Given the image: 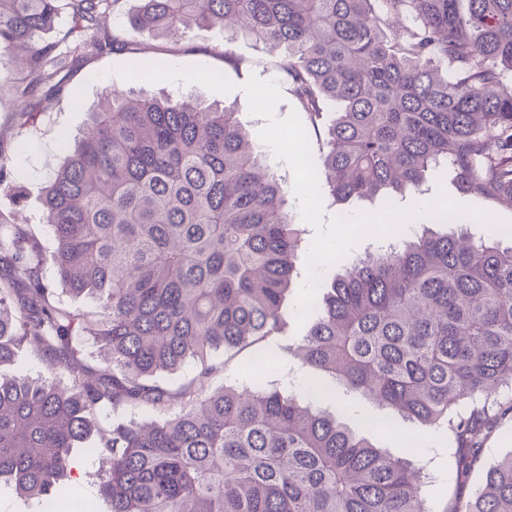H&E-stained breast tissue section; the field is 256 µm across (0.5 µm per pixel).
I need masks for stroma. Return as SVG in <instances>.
<instances>
[{
    "mask_svg": "<svg viewBox=\"0 0 512 512\" xmlns=\"http://www.w3.org/2000/svg\"><path fill=\"white\" fill-rule=\"evenodd\" d=\"M139 46L150 48L151 58L165 61L163 70L135 74L126 52L111 51L84 59L63 73L62 92L42 105L34 124L24 139H16L14 125L23 104L8 89L0 90V146L13 154L15 163L13 183L26 195L24 208H17L12 196L0 191V213L10 215L22 212L29 221L35 222V232L44 251H51L52 237L46 225L37 221L41 213L42 188L50 171L63 156L61 135H76L86 124L89 112L106 90L111 88H142L149 92L177 93L199 92L210 102L236 106L249 123L251 135H258L261 126L254 123L248 109L244 83L250 76L270 79L276 70V59L266 54L254 42L241 39L234 43L236 55L249 60L246 68L237 69L226 65L221 55L222 47L214 34H189L181 40L180 52L169 55L165 49L167 40L149 31L136 33ZM427 193L407 192L400 199V206L424 202L426 196L445 190L457 203L485 209L501 219L512 221V207L490 200L459 193L452 184H439L436 174H429ZM315 371L302 366L291 356H283L270 371L268 380L281 391L296 395L302 403L311 400L307 392ZM322 408L338 414L354 430H361L363 419L380 416V409L361 394L336 390L333 399L322 401ZM421 453L419 460L430 473L432 482L425 495L428 512H444L455 495L472 494L482 480L481 472H474L465 487L456 484L453 451L454 444L447 434L434 430H416ZM99 436H92L87 445L78 446L72 452L73 469L67 476L72 484L75 500L95 501V512H109L106 500L100 499L98 478L110 469V455L100 449Z\"/></svg>",
    "mask_w": 512,
    "mask_h": 512,
    "instance_id": "obj_1",
    "label": "stroma"
}]
</instances>
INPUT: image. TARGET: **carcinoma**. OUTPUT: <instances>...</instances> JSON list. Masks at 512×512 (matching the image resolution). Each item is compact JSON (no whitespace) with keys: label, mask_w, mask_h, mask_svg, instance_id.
I'll return each instance as SVG.
<instances>
[{"label":"carcinoma","mask_w":512,"mask_h":512,"mask_svg":"<svg viewBox=\"0 0 512 512\" xmlns=\"http://www.w3.org/2000/svg\"><path fill=\"white\" fill-rule=\"evenodd\" d=\"M120 0H0V50L23 55L0 83L32 101L128 34L102 37ZM127 23L162 37L218 31L224 62L251 39L319 130L320 189L346 202L417 190L444 169L458 191L512 202V0H140ZM333 123L324 125L329 107ZM46 181L55 278L28 224L0 217V366L29 345L49 376L0 375V486L67 512L72 448L110 408L98 486L110 512H425V477L339 417L271 384L217 386L224 364L184 383L187 360L254 348L282 309L310 243L288 185L235 109L108 90ZM12 158L0 146V189ZM91 297L77 313L61 299ZM92 338L104 363L79 356ZM295 351L391 417L445 428L466 485L512 415V245L425 228L368 251L323 284ZM444 512H512V452Z\"/></svg>","instance_id":"carcinoma-1"}]
</instances>
